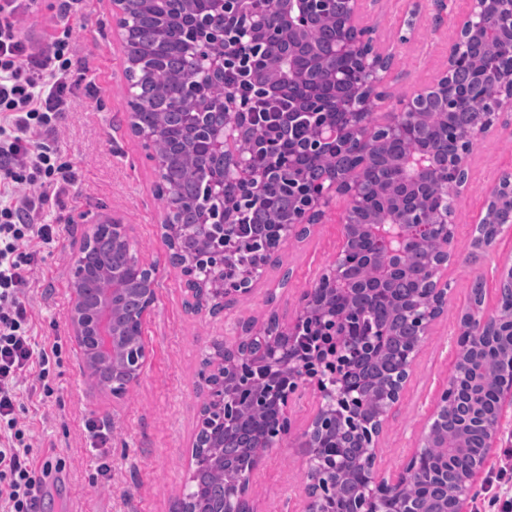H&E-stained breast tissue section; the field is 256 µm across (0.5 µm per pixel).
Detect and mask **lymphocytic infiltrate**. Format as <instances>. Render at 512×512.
<instances>
[{"mask_svg": "<svg viewBox=\"0 0 512 512\" xmlns=\"http://www.w3.org/2000/svg\"><path fill=\"white\" fill-rule=\"evenodd\" d=\"M20 7V0H0V180L29 188L22 196L0 198V512H38L52 473L51 463H37L17 410L34 394L22 389L23 378L34 371L46 375L59 355L58 348L41 347L34 333L31 244L48 245L61 236V225L45 217L74 180L70 166L58 161L54 138L57 119L71 106L70 45L53 38L43 52L29 53L17 27ZM250 64L245 52H229L226 85L247 102L266 138L277 139L282 115L292 106L238 83Z\"/></svg>", "mask_w": 512, "mask_h": 512, "instance_id": "lymphocytic-infiltrate-1", "label": "lymphocytic infiltrate"}]
</instances>
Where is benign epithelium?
I'll return each instance as SVG.
<instances>
[{
    "label": "benign epithelium",
    "mask_w": 512,
    "mask_h": 512,
    "mask_svg": "<svg viewBox=\"0 0 512 512\" xmlns=\"http://www.w3.org/2000/svg\"><path fill=\"white\" fill-rule=\"evenodd\" d=\"M363 2L275 0L264 12L254 9L257 0H208V15L196 20L201 35L198 54L214 75L224 73V57L209 54L208 44L212 39L224 40V17L230 10L241 20L238 37L250 46L260 44L269 50L248 71L247 79L257 89L277 96L291 94L309 79L310 72L319 73L318 84L308 86L300 99L301 105L319 116L309 149L352 157L357 174L347 176L333 168L312 182L297 179L292 216L277 225L278 246L259 253L255 264L240 270L235 287H224V234L216 235L212 246L202 251L190 242L206 238L208 228L214 225L234 223L237 204L260 195L273 177V172L253 161L265 144L251 128L247 107L231 92H224L219 102L224 120L207 140L209 148L224 157V171L214 177L216 190L224 196V209L203 224H185L180 218L185 205L174 198L160 224V236L169 252L181 255L176 267L184 276L191 309L214 314L236 299L250 296L267 266L276 263L278 248L303 238L310 227L322 223L336 199H345L346 207L336 255L315 286L302 294L293 318L272 323L253 337L252 347L241 346L240 339L211 342L204 375L206 398L186 472L183 512H195L200 494L197 475L212 465L214 449H250L256 442L273 448L288 435V407L304 376L317 379L322 399L300 442L310 457L306 512H335L336 482L345 480L340 461L333 459L322 466L315 454V449L326 445L331 420L338 419L347 429L364 435L366 452L353 489L357 512H382L384 503L389 504L387 512H421L408 493L410 477L429 449L448 447V435L442 431L448 421V401L442 398L405 473L387 479L376 470L377 439L403 396L421 343L448 303V262L457 248L455 201L469 188L470 156L478 141L512 127V76L503 66V60L512 59V0H469L468 9L456 22L445 69L416 94L398 98L396 109L382 122L374 120L371 104L386 97L384 84L393 57L379 51L373 28L360 23ZM128 3L112 0V18L122 40L128 37L130 27ZM325 18L336 24L335 39L324 51L305 48L304 34L312 20ZM476 41L489 44L490 49L477 56L468 54V46ZM463 71L472 74L479 85L492 82L490 100L475 114V120L457 133L456 150L438 165L411 140L410 131L425 123L429 100L436 99L440 111L447 113L462 104L470 106L480 95L479 87L448 94V85ZM138 139L155 171L166 168L168 158L155 152L152 141L141 132ZM246 139L251 140L250 153L240 149ZM393 141L406 145L405 157L396 174L382 179L383 185H375L366 178L365 170L374 151ZM503 199H512L511 172L502 174L489 190L478 223L512 228V208L501 209ZM95 230L122 245L130 265L142 274L135 304L126 313L137 334L127 337L121 350L113 349L112 297L101 298L92 308L85 303L79 285L87 275L83 256L93 244V235L86 237L71 265L67 322L84 361L93 354L121 361L126 371L123 386L93 379L99 392L119 401L138 382L150 357L143 327L157 302V279L155 268L135 249L128 225L106 222L95 225ZM421 251L426 258L418 289L401 310L410 335L399 351L400 366L384 385L364 391L354 378L356 365L388 351L394 332L390 325L372 319L365 308L360 315L369 322V329L362 336L351 335L346 313L336 312L334 299L338 294L389 296L387 281L408 270ZM464 316L450 383L466 388L462 370L466 359L500 343L512 348V307L486 313L482 304L473 301ZM369 397L375 404L373 416L347 419L356 404ZM465 424L483 435L482 452L470 471L460 474L450 469L446 455L433 466L435 481L449 487L453 512H465L474 478L483 470L498 435L496 417L475 412ZM262 458V453L250 451L246 463L239 465L232 454L224 453L220 512H248L247 495Z\"/></svg>",
    "instance_id": "7a95c632"
}]
</instances>
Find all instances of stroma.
Listing matches in <instances>:
<instances>
[{"label":"stroma","instance_id":"35a3bbf8","mask_svg":"<svg viewBox=\"0 0 512 512\" xmlns=\"http://www.w3.org/2000/svg\"><path fill=\"white\" fill-rule=\"evenodd\" d=\"M23 0L18 28L28 51L43 49L50 38L67 39L75 49V106L58 124L61 161L75 183L53 215L65 227L61 237L42 246L31 288L38 338L57 343L60 358L51 363L42 385L52 392L48 403L24 400L18 416L33 430L38 454L54 450L62 470L47 481L42 512H175L184 494V478L199 407L204 397L202 362L213 340L234 338L242 326H263L269 317L288 321L303 291L311 288L336 254L337 200L324 223L279 251L254 293L217 314H195L186 304L184 278L172 265L159 234L163 210L154 195L159 181L139 139L128 123L125 58L112 19L111 0ZM468 0H366L364 21L394 56L387 79L389 97L376 103L383 120L396 99L425 86L444 69L454 20ZM512 171V134L481 140L472 155L469 191L456 203L458 246L448 266V306L425 337L404 393L379 439V473L398 476L420 444L435 406L447 388L456 359L459 320L470 304L474 281L483 283V308L499 305V277L512 262V231L498 235L488 255L472 260L474 222L487 193L502 173ZM115 218L132 228V239L145 263L156 269L157 306L144 334L149 362L124 400L113 401L91 384L67 325L71 263L93 224ZM321 402L315 380L300 384L290 404V434L268 449L257 469L249 496L252 512H304L309 456L299 439ZM106 421L110 439L92 448L84 431L87 418ZM499 443L473 485L479 500L492 495L512 498V474L498 476L503 448L512 447V404L498 422ZM112 467L111 480L99 474Z\"/></svg>","mask_w":512,"mask_h":512}]
</instances>
